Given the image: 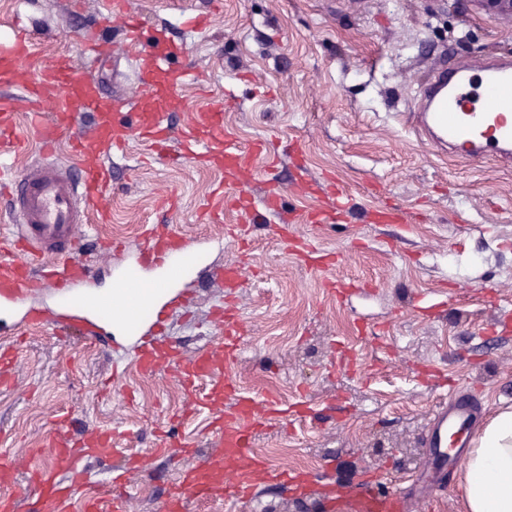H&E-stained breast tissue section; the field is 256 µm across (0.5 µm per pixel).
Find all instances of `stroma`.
Listing matches in <instances>:
<instances>
[{"label": "stroma", "mask_w": 512, "mask_h": 512, "mask_svg": "<svg viewBox=\"0 0 512 512\" xmlns=\"http://www.w3.org/2000/svg\"><path fill=\"white\" fill-rule=\"evenodd\" d=\"M69 0H0V46L13 37L10 20L26 12L36 51L20 72L35 79L57 57L80 70H98L106 91L131 90L150 104L154 86L132 88L123 45L112 50L114 69H97L83 44L90 25L117 41L121 21L97 0L73 10ZM143 22L144 44L165 28L179 55L171 68L188 70L169 122L186 131L206 101L245 144L265 141L254 165V197L273 181L294 220L280 233L278 217L252 225L247 236L225 237L196 268L190 290L173 308L166 336L186 353L206 346L216 328L211 309L220 296L215 269L238 261L250 276L233 299L243 334L224 369L241 391L275 399L283 411L253 432L255 449L276 464L307 473L316 482L354 485L365 467L400 480L419 468L420 444L431 407L451 382L470 380L481 403L479 422L512 405V169L490 159H451L412 129L410 115L422 98L428 70L440 62L489 60L512 55V18L485 11L479 0H129ZM185 7L207 14L206 27H185ZM10 136L13 153L0 158L22 173L39 146L24 115ZM311 178L333 173L346 214L319 226L308 212L329 200L294 189L296 156ZM224 180L223 169L188 160L152 157L132 141L112 160L105 203L112 221L85 240L94 261L92 297L115 279L124 253L100 260L97 241L140 243V225L169 224L192 238L218 233L202 205ZM176 195V209L160 207ZM404 212L406 224H371L363 214L376 204ZM304 236L335 256L330 278L347 285L343 301L321 286L290 249ZM459 302L415 317L410 302L437 289ZM495 292L482 304L474 289ZM14 383L0 387V455L14 479L0 495H14L19 512H43L29 485L32 470L51 460L48 441L80 440L100 427L124 432V447L141 454L130 478L129 512H162V501L180 472L214 452L219 441L213 411L184 415L185 395L167 369L145 378L129 371L101 395L111 359L128 357L131 342L111 347L50 328L27 329L16 344ZM180 417V433L194 458L156 454L160 431ZM462 466L445 485L414 493L409 512H464ZM185 512H317L314 500L296 499L287 487L262 484L253 502L188 500Z\"/></svg>", "instance_id": "35a3bbf8"}]
</instances>
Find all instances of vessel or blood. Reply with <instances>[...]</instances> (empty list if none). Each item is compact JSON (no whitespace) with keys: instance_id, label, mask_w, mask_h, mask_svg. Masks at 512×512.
Masks as SVG:
<instances>
[{"instance_id":"b4317fda","label":"vessel or blood","mask_w":512,"mask_h":512,"mask_svg":"<svg viewBox=\"0 0 512 512\" xmlns=\"http://www.w3.org/2000/svg\"><path fill=\"white\" fill-rule=\"evenodd\" d=\"M140 36L139 25L127 23L124 37L134 51L136 83L149 84L159 75L183 82L185 72H171L168 66L173 50L165 31H155L144 55L137 52ZM29 45L26 35L18 31L9 49H0V132L13 124L15 102L8 91L15 84L19 63L29 55ZM24 91L32 101L55 99L56 112L50 117L35 109L27 112V123L42 145V156L21 175L12 177L1 170L0 183L7 181L12 186L9 207L15 219L14 236L26 244L30 255L44 259L45 264L36 270L24 261L0 262V323L5 325L14 320L24 328L62 326L75 330L77 337L106 348L110 338L102 323L117 318L110 309L88 307L78 294L93 276L91 267L75 255L79 248L78 233L88 224L89 211L97 205L110 177L106 158L125 154L134 136L154 149L164 148L171 100L159 96L149 111L138 113L136 122L124 121L123 114L133 107V100L121 94L105 95L66 58L47 65L25 85ZM76 103L91 116L92 126L69 138L74 159L62 163L54 152L74 123L72 106ZM417 124L434 148L463 158L491 157L511 166L512 58L503 56L477 65L458 62L434 66L427 76ZM265 150L261 143L240 145L225 128L222 113L200 108L195 125L180 143V151L189 160L216 162L224 171L222 185L210 194L204 206L208 218L219 219L225 210L232 209L242 223L256 221L257 213L247 187L255 177L254 160ZM223 245L224 236L220 233L191 240L172 228L152 229L131 256L132 267L138 274L139 293L150 300L149 306L126 313L122 319L135 341L133 367L145 376L154 374L159 367H169L191 395L201 380H209L207 403L224 399L231 403L230 409L214 422L219 451L200 465L182 470L163 503V512H183V504L190 497L213 500L227 495L239 502H249L255 497L258 483L286 484L292 479L290 470L268 462L252 446L254 428L276 413L274 401L242 395L230 374L223 371L225 360L233 356L240 333L236 310L223 304L214 306V314L224 320L223 334L217 342L193 355H183L176 347L156 338L166 311L158 303L165 293L160 285L161 275L178 276L184 256L191 253L199 257ZM48 288L68 293V300L60 306L29 307V299ZM472 408L473 399L468 396L440 401L431 409L422 441L433 464L427 476L429 484H437L441 479L448 445L470 447ZM50 446L52 467L36 470L31 476L43 504L60 506L78 500L83 512H127L125 494L101 499L85 493L82 459L113 455L111 432L91 436L79 453L69 442L58 438L51 439ZM228 465L238 471L239 478L226 489L222 481ZM403 498L402 484L387 481L370 469L362 474L355 488L339 493L335 508L337 512H401Z\"/></svg>"}]
</instances>
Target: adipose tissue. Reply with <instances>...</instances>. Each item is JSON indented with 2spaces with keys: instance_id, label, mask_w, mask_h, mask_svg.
I'll list each match as a JSON object with an SVG mask.
<instances>
[{
  "instance_id": "ef3b65f1",
  "label": "adipose tissue",
  "mask_w": 512,
  "mask_h": 512,
  "mask_svg": "<svg viewBox=\"0 0 512 512\" xmlns=\"http://www.w3.org/2000/svg\"><path fill=\"white\" fill-rule=\"evenodd\" d=\"M465 512H512V409L485 425L463 466Z\"/></svg>"
}]
</instances>
